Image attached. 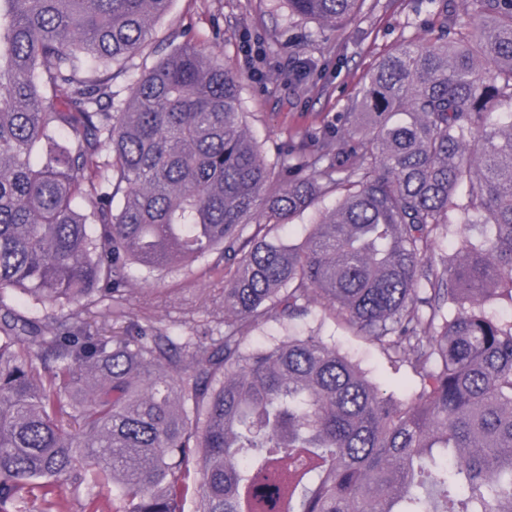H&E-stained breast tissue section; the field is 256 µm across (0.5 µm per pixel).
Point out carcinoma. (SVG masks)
<instances>
[{
	"label": "carcinoma",
	"mask_w": 512,
	"mask_h": 512,
	"mask_svg": "<svg viewBox=\"0 0 512 512\" xmlns=\"http://www.w3.org/2000/svg\"><path fill=\"white\" fill-rule=\"evenodd\" d=\"M171 2L0 0V512L68 483L90 512L113 486L116 512H512V321L485 311L512 297V0H472L476 30L443 10L445 37L375 64L347 132L272 160L240 76L189 41L116 99ZM287 2L341 31L361 0ZM212 255L223 333L92 327L131 266ZM315 305L409 367L411 398L319 336L245 344Z\"/></svg>",
	"instance_id": "carcinoma-1"
}]
</instances>
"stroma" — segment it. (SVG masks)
<instances>
[{"label": "stroma", "mask_w": 512, "mask_h": 512, "mask_svg": "<svg viewBox=\"0 0 512 512\" xmlns=\"http://www.w3.org/2000/svg\"><path fill=\"white\" fill-rule=\"evenodd\" d=\"M175 35L177 43L219 44L225 69L242 78L246 123L266 156L291 141L329 127L341 129L340 115L357 97L377 60L405 40L435 41L442 34L432 0H365L354 23L340 32L294 16L286 0H172L154 26L155 38ZM295 66L307 72V89L294 91L281 73ZM125 315L112 316V303H98L97 321L123 328H157L172 336H208L221 330L212 318L224 299L225 271L212 259L152 273L128 271ZM315 334L336 344L380 387L395 396L411 394L408 368L393 366L377 344L326 320L320 308L285 325H257L247 342L256 346L287 334Z\"/></svg>", "instance_id": "obj_1"}]
</instances>
